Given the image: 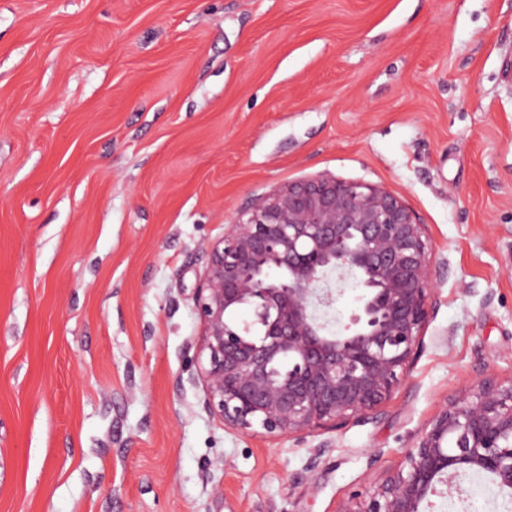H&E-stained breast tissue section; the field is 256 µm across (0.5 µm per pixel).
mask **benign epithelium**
Returning <instances> with one entry per match:
<instances>
[{"label": "benign epithelium", "mask_w": 512, "mask_h": 512, "mask_svg": "<svg viewBox=\"0 0 512 512\" xmlns=\"http://www.w3.org/2000/svg\"><path fill=\"white\" fill-rule=\"evenodd\" d=\"M195 288L203 407L241 436L302 441L374 418L398 392L435 309L437 266L425 225L390 189L322 174L271 190L231 217L206 248ZM355 272L366 290L347 334L327 332L325 283ZM248 308L258 339L234 315ZM288 358V371L273 365ZM512 493V379H478L407 449L399 467L342 512H420L460 473Z\"/></svg>", "instance_id": "benign-epithelium-1"}]
</instances>
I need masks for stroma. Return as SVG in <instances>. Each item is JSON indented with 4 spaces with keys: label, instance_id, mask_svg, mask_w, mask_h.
<instances>
[{
    "label": "stroma",
    "instance_id": "stroma-1",
    "mask_svg": "<svg viewBox=\"0 0 512 512\" xmlns=\"http://www.w3.org/2000/svg\"><path fill=\"white\" fill-rule=\"evenodd\" d=\"M322 173L425 224L435 311L375 418L241 436L192 381L206 245ZM483 369L512 378V0H0V512H339Z\"/></svg>",
    "mask_w": 512,
    "mask_h": 512
}]
</instances>
